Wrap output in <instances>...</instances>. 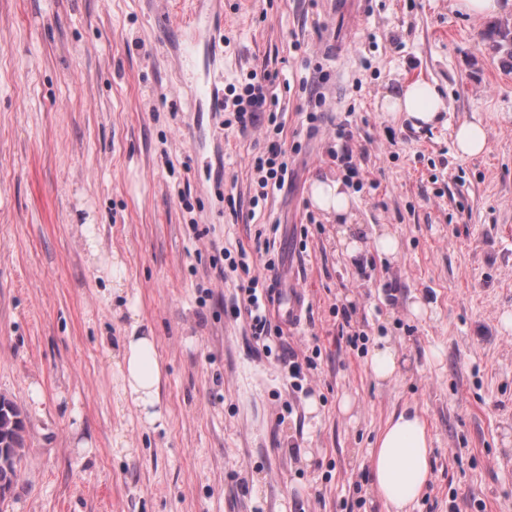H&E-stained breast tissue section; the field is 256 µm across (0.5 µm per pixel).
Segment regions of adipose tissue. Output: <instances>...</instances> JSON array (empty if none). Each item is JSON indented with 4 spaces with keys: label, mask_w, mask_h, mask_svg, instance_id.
<instances>
[{
    "label": "adipose tissue",
    "mask_w": 512,
    "mask_h": 512,
    "mask_svg": "<svg viewBox=\"0 0 512 512\" xmlns=\"http://www.w3.org/2000/svg\"><path fill=\"white\" fill-rule=\"evenodd\" d=\"M381 109L392 115H405L419 127L434 122L440 112L446 111L447 104L435 86L415 81L386 93ZM312 199L317 208L335 215L337 221L349 219L351 197L342 180L316 181ZM120 371L124 394L141 410L146 421L160 420L157 406L162 368L154 336L134 333L126 337ZM431 452L432 439L418 411L405 408L389 418L369 456L374 488L386 512H411L428 481Z\"/></svg>",
    "instance_id": "1"
}]
</instances>
